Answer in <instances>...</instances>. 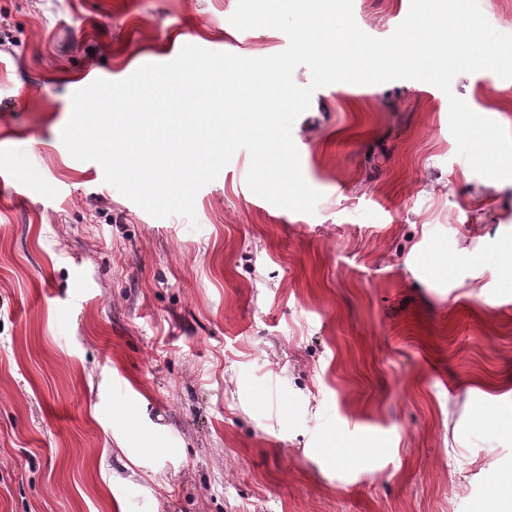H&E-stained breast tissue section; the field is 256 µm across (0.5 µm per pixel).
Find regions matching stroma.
Segmentation results:
<instances>
[{
  "instance_id": "obj_1",
  "label": "stroma",
  "mask_w": 512,
  "mask_h": 512,
  "mask_svg": "<svg viewBox=\"0 0 512 512\" xmlns=\"http://www.w3.org/2000/svg\"><path fill=\"white\" fill-rule=\"evenodd\" d=\"M236 6L0 0V512H480L512 477V180L458 156L442 91L318 89L311 214L240 150L195 220L157 219L62 142L85 68L287 48ZM409 7L354 16L383 38ZM452 89L512 133V80Z\"/></svg>"
}]
</instances>
